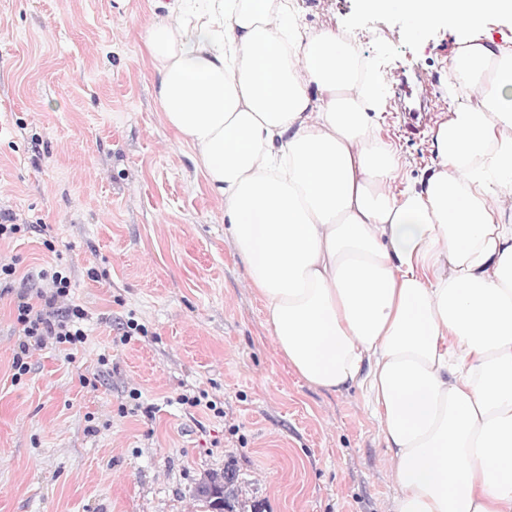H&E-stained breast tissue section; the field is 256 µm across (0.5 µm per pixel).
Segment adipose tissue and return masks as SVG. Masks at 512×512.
<instances>
[{
	"instance_id": "adipose-tissue-1",
	"label": "adipose tissue",
	"mask_w": 512,
	"mask_h": 512,
	"mask_svg": "<svg viewBox=\"0 0 512 512\" xmlns=\"http://www.w3.org/2000/svg\"><path fill=\"white\" fill-rule=\"evenodd\" d=\"M418 33L466 31L458 80L480 96L433 134L414 188L346 91L357 61L281 0H164L141 39L155 97L186 140L263 301L277 351L310 385L356 386L384 444L388 512H512V48L482 39L512 0H366Z\"/></svg>"
}]
</instances>
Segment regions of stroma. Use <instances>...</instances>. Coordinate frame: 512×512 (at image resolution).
<instances>
[{
	"label": "stroma",
	"instance_id": "obj_1",
	"mask_svg": "<svg viewBox=\"0 0 512 512\" xmlns=\"http://www.w3.org/2000/svg\"><path fill=\"white\" fill-rule=\"evenodd\" d=\"M294 2L309 29L366 34L381 135L423 187L432 133L404 134L390 74L433 72L448 115L463 31L440 19L416 36L365 0ZM156 4L0 0V207L50 224L55 245L30 232L0 257L23 273L61 264L89 312L72 357L33 351L16 383L0 301V512H204L197 487L227 471L235 512H386L393 483L360 389L311 386L278 356L224 204L165 122L140 40ZM131 318L148 333L124 344ZM134 388L153 417L121 413ZM200 391L221 416L178 404Z\"/></svg>",
	"mask_w": 512,
	"mask_h": 512
}]
</instances>
